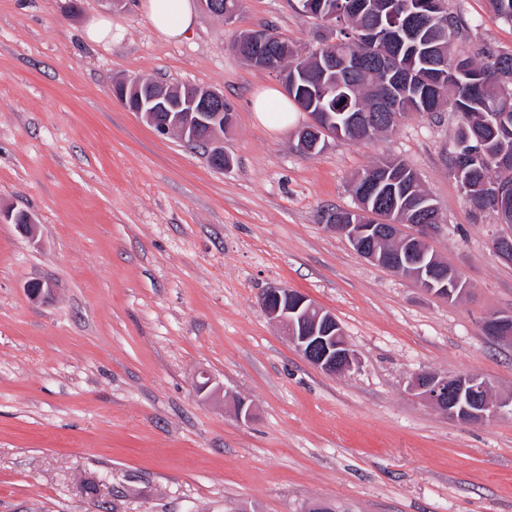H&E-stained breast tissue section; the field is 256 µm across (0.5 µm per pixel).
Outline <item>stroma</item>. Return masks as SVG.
Listing matches in <instances>:
<instances>
[{"instance_id":"35a3bbf8","label":"stroma","mask_w":512,"mask_h":512,"mask_svg":"<svg viewBox=\"0 0 512 512\" xmlns=\"http://www.w3.org/2000/svg\"><path fill=\"white\" fill-rule=\"evenodd\" d=\"M296 0H241L235 22L197 9L163 39L141 0H0V512H512V413L465 424L409 389L415 373H475L512 399L506 233L473 217L446 158L458 117L409 113L366 142L294 148L307 122L263 126L255 93L279 87L232 49L269 27L312 51L324 34ZM458 50L512 52L489 0H448ZM105 17L110 38L88 39ZM151 77L222 92L231 168L141 123L112 95ZM409 162L442 227L430 241L465 293L448 302L366 260L323 214L356 206L354 176ZM56 291L35 301L29 282ZM283 285L332 312L360 363L329 375L266 319ZM210 378L216 393L196 390ZM244 400L250 420L237 417ZM488 333L495 335L490 336L496 340L512 343V317L492 314L489 315L484 323Z\"/></svg>"}]
</instances>
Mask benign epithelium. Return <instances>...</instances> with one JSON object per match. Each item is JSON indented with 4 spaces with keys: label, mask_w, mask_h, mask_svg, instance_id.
Segmentation results:
<instances>
[{
    "label": "benign epithelium",
    "mask_w": 512,
    "mask_h": 512,
    "mask_svg": "<svg viewBox=\"0 0 512 512\" xmlns=\"http://www.w3.org/2000/svg\"><path fill=\"white\" fill-rule=\"evenodd\" d=\"M205 9L227 23L236 20L239 7L222 0H200ZM114 98L134 112L141 121L161 134L177 132L190 145L207 149L209 164L216 169L228 168L224 158L219 129L234 122V113L224 109V94L200 86H187L177 91L143 80L121 81L113 85ZM332 116L325 112L309 113V122L297 134V150L315 152L324 137H334ZM350 223H336V212H327V228L345 237L364 258L398 275L416 282L419 287L439 298L453 301L463 292L458 287L459 274L442 272L437 256H428L430 238L441 224H413L412 232L387 216L374 215L367 224L363 208L349 210ZM0 223L15 224L18 230L33 237L37 224L31 217L18 223V214L0 208ZM55 290L46 281H33L28 294L34 300H45ZM261 305L269 322L288 336L302 357L329 374L350 370L355 354L347 344L336 317L316 305L305 295L286 286H273L262 295ZM494 339L512 343V317L492 314L485 321ZM420 399L450 418L471 423L492 420L508 406V402L492 397L489 383L479 375L448 377L433 372H418L409 383Z\"/></svg>",
    "instance_id": "1"
}]
</instances>
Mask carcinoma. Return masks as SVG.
<instances>
[{
	"instance_id": "cac0c4a2",
	"label": "carcinoma",
	"mask_w": 512,
	"mask_h": 512,
	"mask_svg": "<svg viewBox=\"0 0 512 512\" xmlns=\"http://www.w3.org/2000/svg\"><path fill=\"white\" fill-rule=\"evenodd\" d=\"M495 19L512 24V0H490ZM313 17L336 23V53L358 57L362 67L323 72L315 54L302 57L300 48L287 38L275 47L280 67L295 71L298 85L294 98L330 112L340 125L341 139L370 141L395 129L410 112L430 115L443 105L458 115L456 140L472 153L464 177L470 187L473 217L495 212L512 224V196L495 206V194L512 187V136L498 135L512 129V52L483 53L479 60L456 50L455 41L464 29L462 21L441 7L433 19L413 14L415 0H311ZM385 54L393 70L390 87L376 67ZM391 93L397 109L375 111L380 96ZM383 179L403 175L407 185L400 192L370 200L378 207L400 213L407 203L406 190L414 187L406 163L382 158L363 170Z\"/></svg>"
}]
</instances>
